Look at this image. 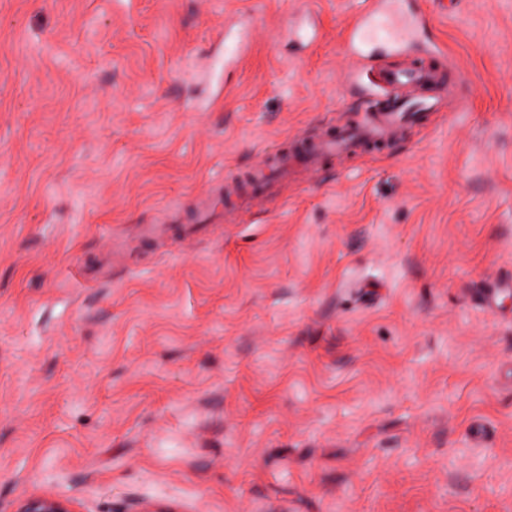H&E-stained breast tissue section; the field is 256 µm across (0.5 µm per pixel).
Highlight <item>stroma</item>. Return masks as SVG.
Wrapping results in <instances>:
<instances>
[{"label":"stroma","mask_w":512,"mask_h":512,"mask_svg":"<svg viewBox=\"0 0 512 512\" xmlns=\"http://www.w3.org/2000/svg\"><path fill=\"white\" fill-rule=\"evenodd\" d=\"M0 0V512H512V0ZM448 99L388 145L370 68ZM381 0H372L367 12L357 17L351 24L346 44L352 53L356 52L357 43L376 41L396 45L413 28L422 24L423 18L415 15L403 27H397L377 12ZM382 91L387 105L379 109L367 107L369 120L352 132H338L334 136L325 137L317 143L309 145L304 154L281 160L277 169L270 174L263 171L255 177L252 194L265 192L269 182L292 168L294 162L313 165L319 156L325 153L339 152L365 142L384 141L408 122H419L424 113L440 105L448 95V87L434 71L426 68L386 70L379 76ZM17 512H76L70 500L53 494L34 495L23 499Z\"/></svg>","instance_id":"35a3bbf8"}]
</instances>
